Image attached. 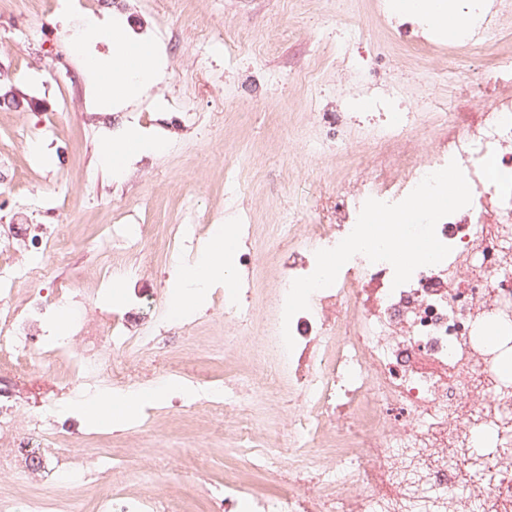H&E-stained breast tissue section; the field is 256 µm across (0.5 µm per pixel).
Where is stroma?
I'll list each match as a JSON object with an SVG mask.
<instances>
[{
    "label": "stroma",
    "mask_w": 512,
    "mask_h": 512,
    "mask_svg": "<svg viewBox=\"0 0 512 512\" xmlns=\"http://www.w3.org/2000/svg\"><path fill=\"white\" fill-rule=\"evenodd\" d=\"M167 21L175 60L192 73L195 125L171 134L150 165L133 173L126 196L104 189L82 203L81 171L100 162L108 137H89L80 113H60L59 91L32 90L21 75L28 57L15 49L0 52V154L21 174L16 193L34 189L51 201L57 188H68L56 218L78 247V267L100 260L94 242L119 205L138 209L162 234L188 200L201 216L221 212L251 224L252 302L259 309L271 298L276 266L288 257L286 225L334 223L338 190L365 166L384 113H418L411 135L420 153H429L447 132L449 113L480 112L491 104L493 66L512 56V12L499 15L473 44L454 49L430 41L418 15L383 0H178ZM198 26L241 30L251 38L234 52L206 57L195 38ZM114 58L107 39L84 40L70 55L87 110H111L104 97ZM88 60L103 73L91 76ZM55 112L63 149L30 165L20 128ZM182 319L196 324L184 346L157 363L132 361L130 369L247 378L251 356L226 347L231 330L219 317L197 320L186 313ZM83 423L89 435L81 447L142 457L155 485L185 497L188 512H207L202 483L223 481L225 467L255 479L235 453L228 426L203 410L165 406L155 429L133 437L109 421L87 417ZM0 489L20 498L54 495L71 506L95 493L86 484L51 480L16 487L4 482Z\"/></svg>",
    "instance_id": "stroma-1"
}]
</instances>
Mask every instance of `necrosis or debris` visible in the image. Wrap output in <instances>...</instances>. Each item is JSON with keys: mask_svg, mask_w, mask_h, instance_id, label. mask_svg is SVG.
I'll list each match as a JSON object with an SVG mask.
<instances>
[{"mask_svg": "<svg viewBox=\"0 0 512 512\" xmlns=\"http://www.w3.org/2000/svg\"><path fill=\"white\" fill-rule=\"evenodd\" d=\"M172 2L50 0L48 12L73 23L107 15L134 20L137 41L169 55L173 33L161 14ZM506 11L512 0H496L490 12L479 0H462L464 42L476 41ZM180 79L175 67H166L136 111H115L108 121L87 113L89 129L117 132L160 107L187 126L193 101L168 92ZM452 160L472 200L436 226L451 249L444 261L416 269L397 287L389 263L355 255L333 286L311 295L308 310L284 322L292 281L314 271L317 250L335 247L353 230L367 199L400 202ZM492 160L512 170L507 96L494 99L477 124L463 126L425 163L399 155V179L377 167L341 192L335 223L308 225L266 309L252 305L249 277L225 286L218 298L225 325L256 330L246 339L253 351L250 383L244 388L230 378L186 376L192 393L184 406L233 418L231 435L242 456L279 491L254 493L228 472L222 483L204 489L209 512H237L243 501L249 512H512V180L492 179ZM44 208L39 196L0 191V359L21 370L49 357L67 362L71 373L34 411L22 410L11 379L0 375V442L43 451L39 461L0 455V480L28 484L41 471L60 482L92 480L100 487L92 512H174L169 496L153 487L113 492L115 473L143 469L138 458L117 460L107 449L82 457L62 445L72 432L69 399L107 388L154 389V381L125 372V365L142 354L168 353L185 332L168 314V289L147 307L127 292L154 261L146 247L154 227L131 208L113 215L104 241L132 255V262L82 270L113 284L112 303L103 306L59 276L72 251L63 229L43 233L25 224L24 214ZM199 246L197 210L188 203L159 252L167 263L188 262ZM20 291L25 302L16 308ZM67 302L75 303L76 313L62 335L50 316ZM286 328L295 340L290 352L282 340Z\"/></svg>", "mask_w": 512, "mask_h": 512, "instance_id": "obj_1", "label": "necrosis or debris"}]
</instances>
